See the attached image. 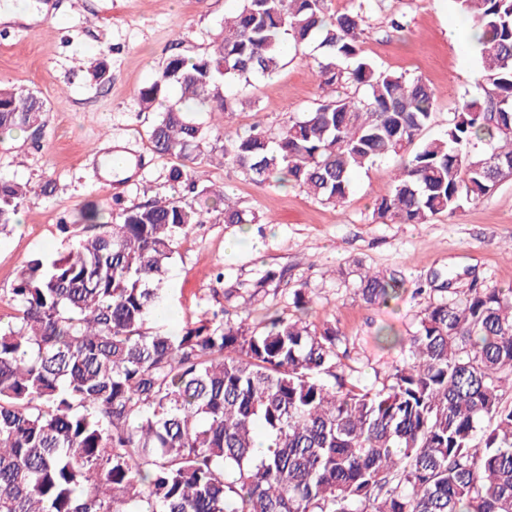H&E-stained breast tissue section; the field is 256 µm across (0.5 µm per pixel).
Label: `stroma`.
I'll return each mask as SVG.
<instances>
[{"instance_id":"35a3bbf8","label":"stroma","mask_w":512,"mask_h":512,"mask_svg":"<svg viewBox=\"0 0 512 512\" xmlns=\"http://www.w3.org/2000/svg\"><path fill=\"white\" fill-rule=\"evenodd\" d=\"M0 22V82L37 92L47 105L35 135L0 139V177L21 183L53 182L52 196L30 195L19 222L0 234V317L18 271L28 260L71 248L89 234L80 212L103 216L176 195L168 171L173 157L154 154L146 131L155 115L142 111L138 90L157 79L173 52L191 56L208 48L237 0H24ZM400 19L393 29L391 19ZM468 21L454 0H371L362 50L384 70L419 76L436 93L424 138L440 136L480 80V46L469 41ZM82 58L105 59L98 82L80 68ZM309 50L288 54L272 78L238 94L226 121L247 130L263 122L277 130L289 114L322 99ZM127 151L134 164L123 175L103 166L104 144ZM399 166L392 160L355 173L346 202L333 208L296 187L257 184L229 165L206 168V183L225 190L239 208L255 212L247 229L225 223L223 211L195 225L178 246L166 286L176 323L184 327L221 307L252 317L270 308L291 313L292 292L312 299L309 320L336 325L346 338L348 363L372 386L402 360L399 349L381 348L379 328L406 338L441 299L437 275L453 274V287L512 288V180L456 214L427 224L381 223L372 216L377 195L387 192ZM241 238L235 261L224 259L227 240ZM275 279H266L267 271ZM365 270L394 272L404 289L384 306L358 294Z\"/></svg>"}]
</instances>
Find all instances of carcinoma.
I'll return each mask as SVG.
<instances>
[{"mask_svg":"<svg viewBox=\"0 0 512 512\" xmlns=\"http://www.w3.org/2000/svg\"><path fill=\"white\" fill-rule=\"evenodd\" d=\"M239 0L207 51L167 59L138 91L158 112L151 149L181 166L187 194L125 208L66 253L21 268L0 321V512H512V289L468 288L429 305L407 354L367 388L331 324L294 313L233 322L205 312L178 332L151 326L167 305L179 242L213 204L224 223L256 217L202 183L213 154L256 183L298 187L338 207L353 174L401 160L373 217L427 224L512 179V0H455L482 31L485 96L465 99L444 135L423 139L435 93L363 55L369 0ZM312 45L326 98L224 141L191 104L233 111L232 88L271 78ZM175 87L180 97L172 100ZM45 101L0 87V132L43 127ZM488 150H478V144ZM36 187L0 178V233ZM394 275L365 274L384 306Z\"/></svg>","mask_w":512,"mask_h":512,"instance_id":"1","label":"carcinoma"}]
</instances>
